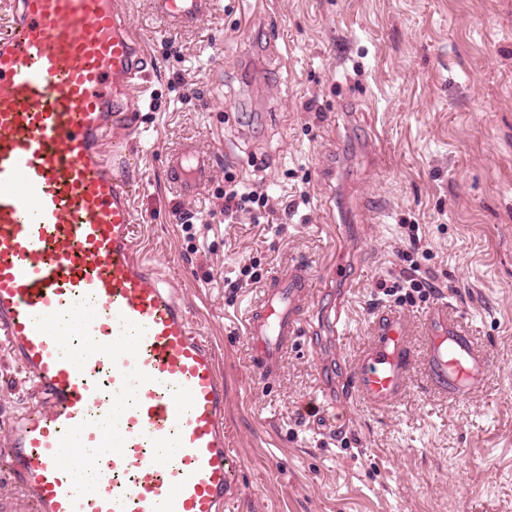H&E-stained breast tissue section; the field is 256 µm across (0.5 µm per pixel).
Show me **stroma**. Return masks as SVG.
<instances>
[{
	"label": "stroma",
	"instance_id": "35a3bbf8",
	"mask_svg": "<svg viewBox=\"0 0 512 512\" xmlns=\"http://www.w3.org/2000/svg\"><path fill=\"white\" fill-rule=\"evenodd\" d=\"M127 9L153 70L129 89L135 235L224 366L240 486L225 512H512V0H212L184 28L151 0ZM189 144L217 154L191 199L167 170ZM228 172L270 208L214 224L210 249L192 252L178 212H220ZM409 224L436 287L404 309L412 347L448 300L490 354L487 381L448 399L417 373L390 409L352 399L323 413L318 363L340 380L353 367ZM249 259L260 282L233 287ZM296 262L316 306L348 326L288 348L266 380L243 316ZM41 399L0 339V445Z\"/></svg>",
	"mask_w": 512,
	"mask_h": 512
}]
</instances>
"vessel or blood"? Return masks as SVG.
I'll list each match as a JSON object with an SVG mask.
<instances>
[{
  "instance_id": "obj_1",
  "label": "vessel or blood",
  "mask_w": 512,
  "mask_h": 512,
  "mask_svg": "<svg viewBox=\"0 0 512 512\" xmlns=\"http://www.w3.org/2000/svg\"><path fill=\"white\" fill-rule=\"evenodd\" d=\"M187 27L211 0H152ZM125 0H13L0 32V335L44 402L12 422L0 465L36 512H224L238 463L225 449L224 376L213 347L133 238L130 165L110 133L129 127L144 76ZM212 154L168 161L183 196L209 182ZM316 312L308 267L274 279L246 313L253 368L276 376ZM416 356L398 310L373 331L322 405L386 409L414 367L457 398L479 391L486 350L437 302Z\"/></svg>"
}]
</instances>
